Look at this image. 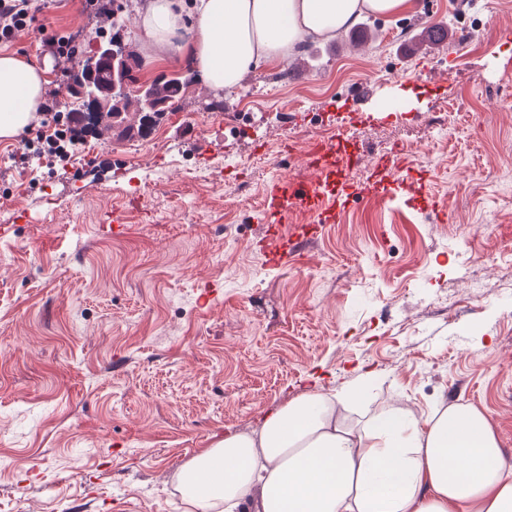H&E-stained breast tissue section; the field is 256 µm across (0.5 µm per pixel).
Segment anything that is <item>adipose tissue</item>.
I'll return each instance as SVG.
<instances>
[{
    "label": "adipose tissue",
    "instance_id": "1",
    "mask_svg": "<svg viewBox=\"0 0 512 512\" xmlns=\"http://www.w3.org/2000/svg\"><path fill=\"white\" fill-rule=\"evenodd\" d=\"M413 0H143L135 22L157 59L186 58L213 90L236 86L307 41L366 14L400 15ZM47 65L0 53V138L36 118ZM373 372L340 391H308L258 431L224 437L179 474L190 512H512V466L486 415L441 404L418 416L388 403L356 422Z\"/></svg>",
    "mask_w": 512,
    "mask_h": 512
}]
</instances>
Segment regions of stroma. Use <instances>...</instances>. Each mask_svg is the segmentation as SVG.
<instances>
[{"mask_svg":"<svg viewBox=\"0 0 512 512\" xmlns=\"http://www.w3.org/2000/svg\"><path fill=\"white\" fill-rule=\"evenodd\" d=\"M477 17V42L457 40ZM38 20L96 28L82 0ZM442 23L446 44L421 45ZM379 25L359 47L348 30L311 42L319 68L248 74L220 110L192 82L144 140L89 136L60 160L0 139V512H185L192 457L366 370L354 420L465 403L512 464V0H416ZM125 41L140 80L192 71L154 61L136 25ZM363 82L373 96L353 105ZM317 142L351 159L329 185L367 182L395 150L429 194L348 203L312 234L291 205L281 234L302 249L273 265L268 192Z\"/></svg>","mask_w":512,"mask_h":512,"instance_id":"obj_1","label":"stroma"}]
</instances>
